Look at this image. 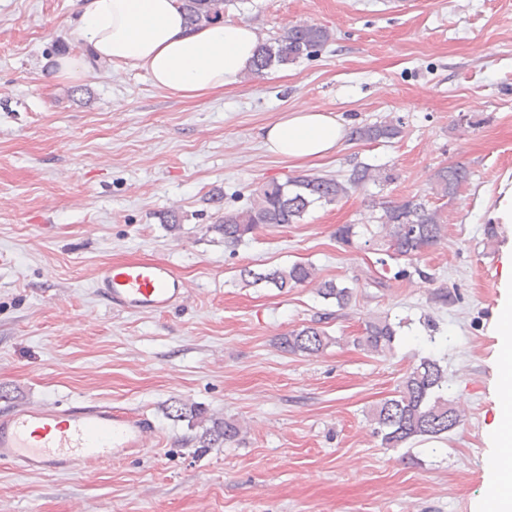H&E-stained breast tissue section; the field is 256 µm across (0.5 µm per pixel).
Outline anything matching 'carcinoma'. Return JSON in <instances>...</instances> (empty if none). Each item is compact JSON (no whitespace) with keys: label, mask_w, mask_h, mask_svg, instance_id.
Here are the masks:
<instances>
[{"label":"carcinoma","mask_w":512,"mask_h":512,"mask_svg":"<svg viewBox=\"0 0 512 512\" xmlns=\"http://www.w3.org/2000/svg\"><path fill=\"white\" fill-rule=\"evenodd\" d=\"M231 0H181L188 22L192 25L209 23L224 18V6ZM332 39L326 28L315 24L294 25L281 37L259 46L250 72L260 75L274 67H283L308 58L315 49H322ZM401 134L400 124L381 121L364 124L351 131V139L373 142L390 140ZM392 175L369 165L354 167L345 178L331 175L299 176L285 183L269 182L253 194L250 204L236 211H227L217 217L214 231L224 237V245L236 247L262 226L297 223L308 209L317 204H333L367 181L385 182ZM469 179L468 170L459 164L443 167L435 174V191L442 197L454 194ZM382 214L378 224L392 255L408 260L420 258L445 236L446 225L439 210L427 207L415 198L401 203H381ZM240 277L248 285H271L281 291L315 282V267L311 263L294 262L257 272L249 267L240 270ZM318 296L333 299L344 308L352 295L351 289L333 281L317 284ZM403 322L393 323L389 318L367 322L364 336L357 345L378 355L389 353ZM333 339L320 326H305L280 337L281 351L291 355L316 357ZM169 416L186 420L199 427L196 437L201 448H218L236 440L242 433L233 420L209 416L192 403L173 401ZM375 434L383 448H401L418 439H438L453 431L463 422V415L448 399V373L440 362L422 357L404 375L397 394L386 399L373 410Z\"/></svg>","instance_id":"carcinoma-1"}]
</instances>
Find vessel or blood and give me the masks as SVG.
Listing matches in <instances>:
<instances>
[{"mask_svg": "<svg viewBox=\"0 0 512 512\" xmlns=\"http://www.w3.org/2000/svg\"><path fill=\"white\" fill-rule=\"evenodd\" d=\"M96 292L123 313H168L188 288L167 263L114 261L99 271ZM159 442L144 415L102 401L54 402L0 412V463L26 474L90 473Z\"/></svg>", "mask_w": 512, "mask_h": 512, "instance_id": "vessel-or-blood-1", "label": "vessel or blood"}]
</instances>
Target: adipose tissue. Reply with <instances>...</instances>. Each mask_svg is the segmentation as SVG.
Listing matches in <instances>:
<instances>
[{
  "instance_id": "adipose-tissue-1",
  "label": "adipose tissue",
  "mask_w": 512,
  "mask_h": 512,
  "mask_svg": "<svg viewBox=\"0 0 512 512\" xmlns=\"http://www.w3.org/2000/svg\"><path fill=\"white\" fill-rule=\"evenodd\" d=\"M75 29L86 54L55 61V77L73 83L86 77L90 62L134 67L152 84L184 98H203L236 85L261 42L256 27L221 20L188 26L179 0H81ZM346 136L338 115L305 105L265 127V149L295 160L337 151ZM503 299L492 329L499 416L491 432L486 475L494 488L491 512H512V250L503 257Z\"/></svg>"
}]
</instances>
